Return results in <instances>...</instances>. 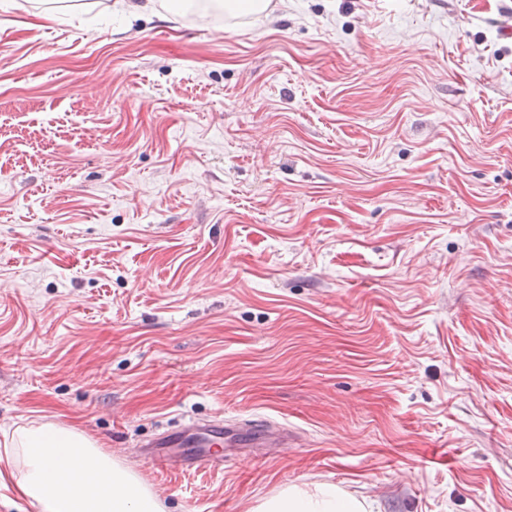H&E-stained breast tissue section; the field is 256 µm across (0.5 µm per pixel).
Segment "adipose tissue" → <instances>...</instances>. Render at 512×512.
I'll return each mask as SVG.
<instances>
[{
    "instance_id": "1",
    "label": "adipose tissue",
    "mask_w": 512,
    "mask_h": 512,
    "mask_svg": "<svg viewBox=\"0 0 512 512\" xmlns=\"http://www.w3.org/2000/svg\"><path fill=\"white\" fill-rule=\"evenodd\" d=\"M0 463L43 512H166L145 479L96 441L51 422L16 428ZM367 503L330 483L291 485L248 512H366Z\"/></svg>"
}]
</instances>
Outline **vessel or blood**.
Returning a JSON list of instances; mask_svg holds the SVG:
<instances>
[{
    "label": "vessel or blood",
    "instance_id": "vessel-or-blood-1",
    "mask_svg": "<svg viewBox=\"0 0 512 512\" xmlns=\"http://www.w3.org/2000/svg\"><path fill=\"white\" fill-rule=\"evenodd\" d=\"M245 438L272 446L281 441L282 434L268 426L244 429L221 420L192 417L149 441L146 454L161 470L208 468L223 463V445Z\"/></svg>",
    "mask_w": 512,
    "mask_h": 512
}]
</instances>
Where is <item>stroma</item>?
I'll return each mask as SVG.
<instances>
[{
  "instance_id": "1",
  "label": "stroma",
  "mask_w": 512,
  "mask_h": 512,
  "mask_svg": "<svg viewBox=\"0 0 512 512\" xmlns=\"http://www.w3.org/2000/svg\"><path fill=\"white\" fill-rule=\"evenodd\" d=\"M114 2L0 0V437L83 432L166 512H512V0ZM188 417L288 445L137 454ZM118 5L129 21L157 12V0H120ZM169 10L171 5L179 4L185 5L187 2H202V6L206 10L223 11L224 17L229 19H244V18H264L273 19L275 11L278 7L284 5V0H278V3H273L272 0H205V1H187V0H170ZM359 499L330 483L291 485L265 498L247 512H366Z\"/></svg>"
}]
</instances>
